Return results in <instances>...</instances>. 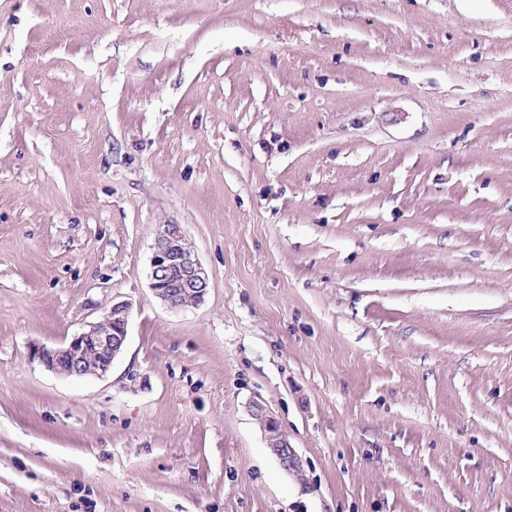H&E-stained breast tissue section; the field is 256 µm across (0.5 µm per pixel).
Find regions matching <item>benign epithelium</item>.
Instances as JSON below:
<instances>
[{"label": "benign epithelium", "instance_id": "7a95c632", "mask_svg": "<svg viewBox=\"0 0 512 512\" xmlns=\"http://www.w3.org/2000/svg\"><path fill=\"white\" fill-rule=\"evenodd\" d=\"M151 290L171 310L197 306L204 301L208 276L179 224L160 227L151 259ZM129 319V305H112L99 321L57 348L38 347L33 356L48 370L65 376H103L122 353ZM251 415L280 466L297 479H304L301 458L288 442L278 420L263 406H253Z\"/></svg>", "mask_w": 512, "mask_h": 512}]
</instances>
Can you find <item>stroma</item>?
<instances>
[{
  "instance_id": "stroma-1",
  "label": "stroma",
  "mask_w": 512,
  "mask_h": 512,
  "mask_svg": "<svg viewBox=\"0 0 512 512\" xmlns=\"http://www.w3.org/2000/svg\"><path fill=\"white\" fill-rule=\"evenodd\" d=\"M0 512H512V0H0ZM151 290L171 310L204 301L208 276L179 224H162L151 259ZM129 319V305L119 302L99 321L65 345L57 348L38 347L33 356L48 370L65 376H103L111 369L114 360L122 353ZM93 357L96 366L88 371V359ZM251 415L262 430L270 453L277 459L280 466L298 480H304L303 462L288 442L278 420L259 404L253 406Z\"/></svg>"
}]
</instances>
